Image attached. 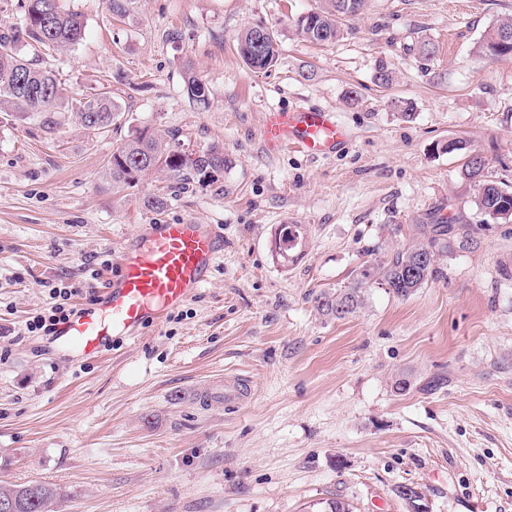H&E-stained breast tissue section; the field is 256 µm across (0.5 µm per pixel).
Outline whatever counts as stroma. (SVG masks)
<instances>
[{
	"mask_svg": "<svg viewBox=\"0 0 512 512\" xmlns=\"http://www.w3.org/2000/svg\"><path fill=\"white\" fill-rule=\"evenodd\" d=\"M61 2L85 35L41 59L61 82L57 129L0 118V483L57 484L52 512H325L333 499L409 512L402 484L427 512H512V218L483 222L467 153L443 148L464 141L488 179L512 184V58L477 51L512 0H369L323 46L295 28L320 0H137L122 20L106 0ZM257 24L281 44L266 71L236 51ZM188 65L208 108L183 93ZM107 88L122 116L93 135L71 106ZM296 106L334 113L345 145L312 159L264 143L266 113ZM144 128L190 153L219 145L233 164L214 184L171 193L156 174L112 193L103 168ZM165 192L162 212L145 208ZM441 208L478 231L439 257V279L406 299L371 285L343 320L318 311L317 295L408 246ZM155 219L222 229L195 297L95 361L27 333L50 288L77 287L85 304ZM283 224L304 230L285 261L272 254ZM241 378L251 398L200 402Z\"/></svg>",
	"mask_w": 512,
	"mask_h": 512,
	"instance_id": "35a3bbf8",
	"label": "stroma"
}]
</instances>
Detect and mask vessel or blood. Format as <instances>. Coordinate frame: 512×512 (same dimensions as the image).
<instances>
[{"mask_svg": "<svg viewBox=\"0 0 512 512\" xmlns=\"http://www.w3.org/2000/svg\"><path fill=\"white\" fill-rule=\"evenodd\" d=\"M261 135L270 146H292L311 156L334 153L345 133L334 113L296 107L267 112ZM223 243L212 224L142 225L122 249L118 273L99 299L58 324L54 348L70 360L101 357L114 336L135 338L147 325L187 302L206 282ZM252 392L248 383L213 386L205 400L234 404Z\"/></svg>", "mask_w": 512, "mask_h": 512, "instance_id": "obj_1", "label": "vessel or blood"}]
</instances>
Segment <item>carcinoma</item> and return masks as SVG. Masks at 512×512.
Here are the masks:
<instances>
[{
  "instance_id": "cac0c4a2",
  "label": "carcinoma",
  "mask_w": 512,
  "mask_h": 512,
  "mask_svg": "<svg viewBox=\"0 0 512 512\" xmlns=\"http://www.w3.org/2000/svg\"><path fill=\"white\" fill-rule=\"evenodd\" d=\"M21 26L0 34V112L26 120L40 117L42 127L53 130L55 111L61 99V84L55 70L40 67L28 58L46 51H62L77 44L85 26L81 15L65 11L60 0H27ZM367 0H323V5L300 16L296 29L304 39L316 44L333 43L343 35L342 21L360 15ZM256 25L238 36L237 49L243 61L252 69L267 70L274 66L280 54L276 32L267 27L265 35ZM23 79V88L15 80ZM184 91L190 102L207 107L210 91L190 64L184 66ZM120 108L111 92L103 91L87 100L76 110L82 127L94 134L110 130L119 117ZM177 135L171 131L138 130L118 147L104 167V178L112 192L133 190L143 177L161 173L184 190L195 182L214 183L232 165L224 148L213 145L202 153L191 155L176 146ZM486 160L471 154L465 164L464 177L476 187L475 204L487 218L493 220L502 209L512 207V186L486 179ZM412 245L396 250L384 261L364 265L348 285L334 292H324L315 298L322 315L344 320L361 308L366 288L378 283L397 298L405 299L441 274L437 257L450 250L455 241L469 242L471 227L459 223V218L433 213L429 221L414 227ZM64 498L56 484L32 481L24 484L0 483V501L14 504L15 512H51V507Z\"/></svg>"
}]
</instances>
